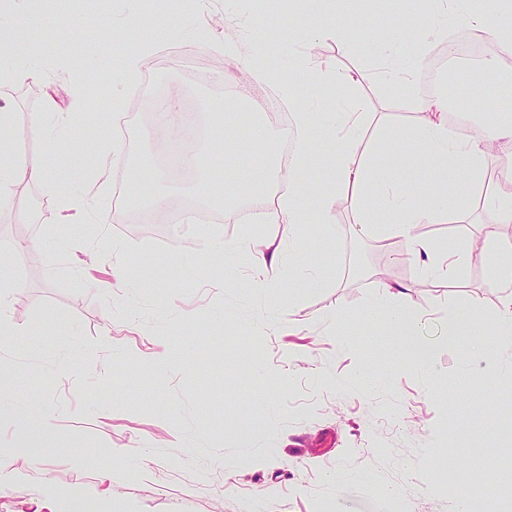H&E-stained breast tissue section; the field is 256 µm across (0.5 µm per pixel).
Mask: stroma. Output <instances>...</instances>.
<instances>
[{
	"instance_id": "obj_1",
	"label": "stroma",
	"mask_w": 512,
	"mask_h": 512,
	"mask_svg": "<svg viewBox=\"0 0 512 512\" xmlns=\"http://www.w3.org/2000/svg\"><path fill=\"white\" fill-rule=\"evenodd\" d=\"M38 19L30 37L39 43L43 70L35 79L0 73V106L16 114L15 156H44L64 190L92 197L100 214L111 213L117 181H137L143 197L164 192L195 206L232 193L237 160L212 159L204 185L168 170L151 135L149 101L139 86H122L121 111L98 108L95 86H111L112 71L131 47V15L154 38L145 59L155 86L174 90L200 116L199 135L214 127L238 137L239 115L259 97H286L318 109L336 108L311 82L299 61L281 49L288 18L305 23L317 7L296 0H203L192 11L165 0H19ZM428 0H348L344 7L361 40L341 50L333 39L313 52L342 72L360 77L357 94L383 116L393 139L380 155L404 185L426 174L423 160L402 139L420 115L413 97L433 89L381 83L379 60L366 39L409 25L427 12ZM263 13L268 30L247 19ZM206 28L208 39L196 36ZM201 80H190L183 56ZM286 78L280 86L251 79L255 56ZM465 82L454 102L475 125L503 117L496 89L512 91V62L465 60L455 66ZM82 98L80 121L69 119ZM56 103L48 129L63 130L73 145L44 153L30 125L46 99ZM109 135L122 153L100 159L87 143ZM17 205L31 219L18 223L0 212V249L30 241L11 264L17 288L0 303V320L13 327L0 339V367L16 389L0 403V453L11 459L0 470V512H35L38 502L55 512H450L458 483L469 473L442 469L443 456L471 461L512 454V383L490 381L486 367L511 356L484 342L504 289L491 285L487 266L496 254L470 262L467 279L424 287L423 260L388 259L375 233L359 232L354 205L331 210L327 224H311L296 241L319 270L318 282L288 269L269 270L282 287L265 299L251 283L248 256L233 269L215 257L216 240L262 241L284 237L287 227L243 222L234 208L219 224L195 223L178 230L124 220L120 224H65L39 185L19 187ZM483 205L454 224H423L436 241L469 242L494 221ZM135 262L132 289L110 287L115 258ZM400 285L426 310L422 339L434 347L433 365L447 394L429 393L402 337L364 316L376 288ZM482 309L474 319L472 350L443 342L449 316ZM358 342L336 348L337 318ZM372 366L377 381L359 390L351 377ZM53 424L51 434L31 440L32 408Z\"/></svg>"
}]
</instances>
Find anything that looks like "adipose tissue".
<instances>
[{
  "instance_id": "obj_1",
  "label": "adipose tissue",
  "mask_w": 512,
  "mask_h": 512,
  "mask_svg": "<svg viewBox=\"0 0 512 512\" xmlns=\"http://www.w3.org/2000/svg\"><path fill=\"white\" fill-rule=\"evenodd\" d=\"M328 20L318 28L296 32L288 41L289 54H296L302 44H312L321 37H335L340 47H349L356 36L351 23L336 6H328ZM453 16L464 17L466 24L502 52L512 53V0H433L426 16L405 29H391L377 35L375 52L386 59V66L378 78L386 84L411 87L434 43L446 30ZM24 29L0 28V55L10 75L34 78L39 74L36 59L24 49ZM304 68L326 88H337L350 99L348 108L341 112H326L314 117L304 104H296L295 125L298 132L295 160L288 173V186L280 194L267 196L272 181L269 169L241 167L238 182L243 188V198L266 196L264 221L284 224L289 239L308 224L328 221L331 206L336 200L352 196L357 200V224L365 228L372 224L384 225L386 231L402 238L410 254L426 256L423 267L425 277L432 280H462L467 272L471 252L461 243H440L421 237L417 228L422 224H451L455 210L448 206L444 185L449 178L466 175L468 189L481 192L482 198L496 214L498 223H512V195L506 190L487 191L491 173L488 157L492 151L512 155V124L486 126L470 137L453 134L448 127V100L441 96L420 98L416 108L424 114L423 122L408 130V144L421 147L422 154L432 168V177L412 190H400L392 175L375 164V156L382 153L388 138L373 137L365 157H358L359 143L366 130L370 114L365 102L355 97L358 77L350 72H339L315 57L306 58ZM14 114L9 107L0 106V209L12 207L16 187L37 184L52 188L55 173L39 157L16 162L12 159L13 146L9 133ZM327 127L332 132L334 149L323 153L319 129ZM328 173L326 183L319 188L310 183L313 167ZM498 179L512 178V169L504 167L495 173ZM382 183L379 200L364 196L367 184ZM218 252L225 265H233L240 254L251 258L255 285L261 293L275 294L278 282L271 280L268 272L283 263H297L296 250H283L275 238L261 242L248 240L227 241L219 244ZM404 291L380 288L365 314L375 323L383 325L397 336L411 340L413 360L427 375L428 388L435 389L439 380L431 366V348L418 341L422 309L404 305Z\"/></svg>"
}]
</instances>
